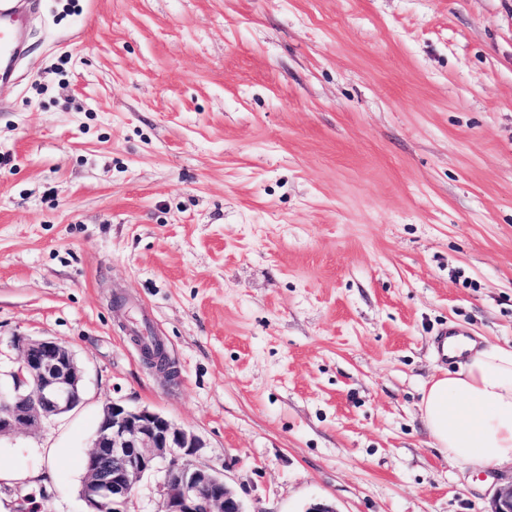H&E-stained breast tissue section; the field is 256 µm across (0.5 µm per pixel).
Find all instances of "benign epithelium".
Masks as SVG:
<instances>
[{
	"label": "benign epithelium",
	"mask_w": 512,
	"mask_h": 512,
	"mask_svg": "<svg viewBox=\"0 0 512 512\" xmlns=\"http://www.w3.org/2000/svg\"><path fill=\"white\" fill-rule=\"evenodd\" d=\"M12 344L20 364L12 386L0 388V438L36 431L82 400L81 370L67 346L26 336ZM143 353L156 371L176 375L165 350L145 346ZM200 447L197 436L160 412L109 402L85 456L80 496L88 512H128L138 482L165 461L157 512H245L223 476L193 462ZM491 512H512V484L495 491Z\"/></svg>",
	"instance_id": "7a95c632"
}]
</instances>
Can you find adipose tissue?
Segmentation results:
<instances>
[{
  "mask_svg": "<svg viewBox=\"0 0 512 512\" xmlns=\"http://www.w3.org/2000/svg\"><path fill=\"white\" fill-rule=\"evenodd\" d=\"M458 371L432 377L420 411L435 447L454 461L512 463V347L463 345Z\"/></svg>",
  "mask_w": 512,
  "mask_h": 512,
  "instance_id": "1",
  "label": "adipose tissue"
}]
</instances>
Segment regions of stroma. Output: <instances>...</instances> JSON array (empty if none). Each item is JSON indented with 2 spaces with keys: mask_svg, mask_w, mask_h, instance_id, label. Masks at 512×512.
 Masks as SVG:
<instances>
[{
  "mask_svg": "<svg viewBox=\"0 0 512 512\" xmlns=\"http://www.w3.org/2000/svg\"><path fill=\"white\" fill-rule=\"evenodd\" d=\"M33 2L0 84V384L31 336L83 385L0 440L52 473L41 512H86L111 401L197 435L247 512H490L512 463L449 459L419 403L442 326L512 346V0Z\"/></svg>",
  "mask_w": 512,
  "mask_h": 512,
  "instance_id": "stroma-1",
  "label": "stroma"
}]
</instances>
